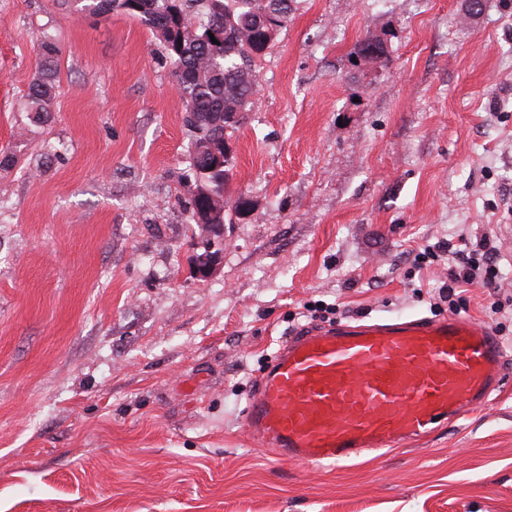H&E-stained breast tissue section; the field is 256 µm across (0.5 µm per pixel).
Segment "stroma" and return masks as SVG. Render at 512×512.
I'll list each match as a JSON object with an SVG mask.
<instances>
[{
	"label": "stroma",
	"mask_w": 512,
	"mask_h": 512,
	"mask_svg": "<svg viewBox=\"0 0 512 512\" xmlns=\"http://www.w3.org/2000/svg\"><path fill=\"white\" fill-rule=\"evenodd\" d=\"M48 115L27 107L42 32ZM377 36L378 72L354 67ZM161 47L76 0H0V512H512V0H300L233 134L215 274L193 277L189 133ZM496 249L438 302L424 247ZM500 332L504 387L427 443L313 469L254 446L281 341L368 317Z\"/></svg>",
	"instance_id": "stroma-1"
}]
</instances>
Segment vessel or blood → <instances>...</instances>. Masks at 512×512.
<instances>
[{"mask_svg": "<svg viewBox=\"0 0 512 512\" xmlns=\"http://www.w3.org/2000/svg\"><path fill=\"white\" fill-rule=\"evenodd\" d=\"M494 331L466 317L355 318L284 341L244 426L302 465L347 462L427 439L504 384Z\"/></svg>", "mask_w": 512, "mask_h": 512, "instance_id": "b4317fda", "label": "vessel or blood"}]
</instances>
